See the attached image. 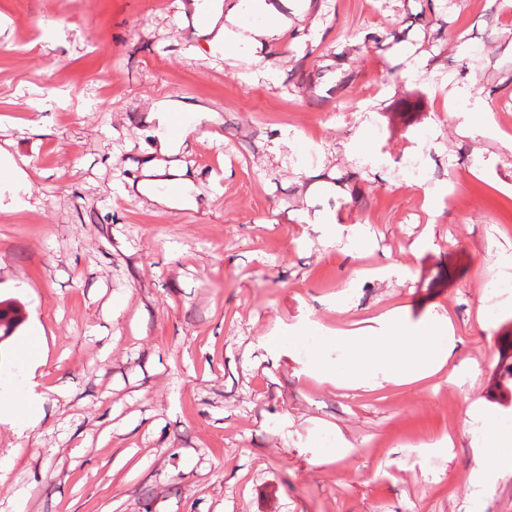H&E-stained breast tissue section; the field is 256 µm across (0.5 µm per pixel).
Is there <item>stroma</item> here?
Instances as JSON below:
<instances>
[{
    "label": "stroma",
    "instance_id": "stroma-1",
    "mask_svg": "<svg viewBox=\"0 0 512 512\" xmlns=\"http://www.w3.org/2000/svg\"><path fill=\"white\" fill-rule=\"evenodd\" d=\"M181 3L0 0V393L37 328L48 388L39 435L0 424V512H512L463 428L477 401L512 440V0H288L274 84ZM159 100L208 114L189 208L137 189ZM397 310L448 318L456 382L317 372Z\"/></svg>",
    "mask_w": 512,
    "mask_h": 512
}]
</instances>
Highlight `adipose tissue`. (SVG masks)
Here are the masks:
<instances>
[{
  "label": "adipose tissue",
  "instance_id": "ef3b65f1",
  "mask_svg": "<svg viewBox=\"0 0 512 512\" xmlns=\"http://www.w3.org/2000/svg\"><path fill=\"white\" fill-rule=\"evenodd\" d=\"M206 15L200 31L210 36L212 52L242 62L244 78H270L264 51L287 28L282 12L268 0H212ZM186 109V104L179 101L163 100L153 105L147 119L154 124L160 157L145 163V175L163 174L164 158L177 155L184 147L186 135H172L170 128L175 116ZM450 331L441 319L411 327L399 314H390L367 335L346 339L348 364L339 378L352 385H366L412 382L435 374L452 360L455 341ZM43 402L42 384L30 380L23 396L12 397L0 407V423L20 433L36 432L45 417Z\"/></svg>",
  "mask_w": 512,
  "mask_h": 512
}]
</instances>
